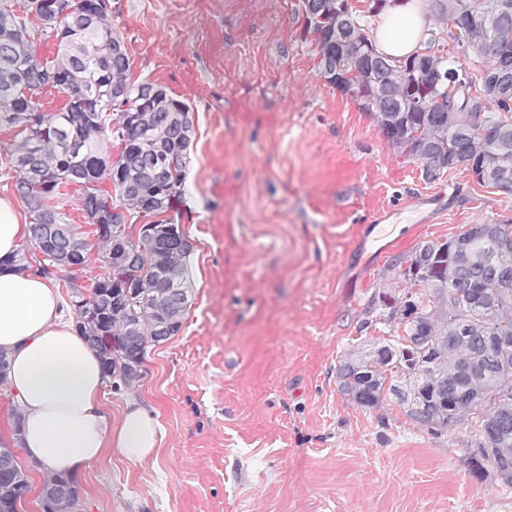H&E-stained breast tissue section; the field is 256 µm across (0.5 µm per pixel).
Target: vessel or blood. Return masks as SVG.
<instances>
[{
	"label": "vessel or blood",
	"instance_id": "vessel-or-blood-1",
	"mask_svg": "<svg viewBox=\"0 0 512 512\" xmlns=\"http://www.w3.org/2000/svg\"><path fill=\"white\" fill-rule=\"evenodd\" d=\"M360 170V163L348 155L337 154L335 169L331 171L327 185L309 194L307 199L309 208L317 213L333 211L342 216L360 211L365 214V223L352 224L348 227L347 240L343 246V252L347 255L351 254L358 245L365 243L371 233L372 225L381 223L393 212L392 207L377 200L375 196L366 193L345 195V187L357 180ZM448 200L449 195L443 190L433 192L426 197L410 199V206L424 208V215L416 224L409 226L406 234L384 238L382 244L378 245L370 256L367 266L368 275H375L382 270L389 256L411 248L424 232L426 225L435 223L438 216L447 212Z\"/></svg>",
	"mask_w": 512,
	"mask_h": 512
}]
</instances>
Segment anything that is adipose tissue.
Instances as JSON below:
<instances>
[{"label":"adipose tissue","instance_id":"obj_1","mask_svg":"<svg viewBox=\"0 0 512 512\" xmlns=\"http://www.w3.org/2000/svg\"><path fill=\"white\" fill-rule=\"evenodd\" d=\"M426 27L421 0H391L376 48L395 57L417 53ZM28 234L16 203L0 197V352L22 414L19 444L26 460L74 471L110 450L128 462L158 459L166 433L157 414L135 400L118 419L106 414L107 377L86 340L63 320L53 279L13 262Z\"/></svg>","mask_w":512,"mask_h":512}]
</instances>
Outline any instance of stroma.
<instances>
[{
	"mask_svg": "<svg viewBox=\"0 0 512 512\" xmlns=\"http://www.w3.org/2000/svg\"><path fill=\"white\" fill-rule=\"evenodd\" d=\"M112 27L131 80L192 111L180 206L192 299L178 333L148 348L139 386L106 387L111 416L131 398L157 412L158 462L91 463L76 478L81 512H512V486L468 475L473 422L436 436L392 401L364 409L336 386L357 346L394 333L371 312L387 277L361 285L341 249L357 216L313 212L306 196L340 150L365 168L349 192L397 204L429 185L321 76L299 0H112ZM384 149L390 166L375 170ZM442 182L461 199L423 240L512 224V195L459 169Z\"/></svg>",
	"mask_w": 512,
	"mask_h": 512,
	"instance_id": "stroma-1",
	"label": "stroma"
}]
</instances>
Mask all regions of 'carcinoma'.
<instances>
[{
	"instance_id": "carcinoma-1",
	"label": "carcinoma",
	"mask_w": 512,
	"mask_h": 512,
	"mask_svg": "<svg viewBox=\"0 0 512 512\" xmlns=\"http://www.w3.org/2000/svg\"><path fill=\"white\" fill-rule=\"evenodd\" d=\"M0 0V128L18 130L4 164L16 173L14 190L32 224H59L61 235L38 246L28 238L14 256L23 269L39 249L36 272L64 273L58 286L72 299L76 328L96 350L107 377L138 386L148 346L174 336L189 301L168 304L158 292L171 285L191 297V245L179 229L189 149L194 136L190 106L166 86L133 82L124 38L112 29L111 0ZM305 32L313 36L327 81L352 95L389 145L415 162L434 183L458 161L483 187L512 183V0H437L442 24L426 46L427 70L375 54L351 67L336 34L370 45L369 24L345 0H302ZM57 43L53 59H41L35 36ZM496 42L500 56L485 64L482 95L473 93L472 58L464 44ZM458 74V85L435 76ZM58 88L65 103L52 113L35 100ZM119 152L111 159L109 147ZM108 182L111 190L100 187ZM82 190V210L99 227L88 242L78 226L48 205L62 189ZM151 235L126 241L116 235L137 222ZM484 225L445 241L430 240L394 265L397 279L421 292L382 288L374 297L379 319L398 334L384 345L360 349L338 369L349 373L344 391L362 408L392 398L416 425L439 435L485 406L478 443L469 457L471 476L491 468L512 485V224ZM94 252L107 272L86 292L77 266ZM448 375V388L438 384ZM67 488L69 505L81 502L68 474L44 483V512H62L52 497ZM28 488L25 474L0 479V512H17Z\"/></svg>"
}]
</instances>
